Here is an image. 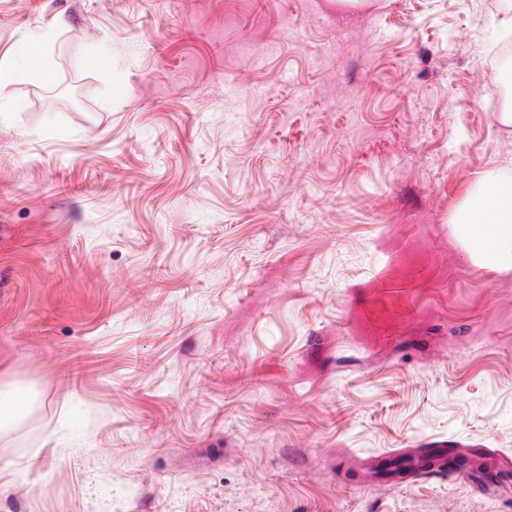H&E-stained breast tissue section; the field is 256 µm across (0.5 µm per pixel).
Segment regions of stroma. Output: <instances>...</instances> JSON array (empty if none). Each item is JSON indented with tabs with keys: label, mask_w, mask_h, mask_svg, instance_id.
I'll list each match as a JSON object with an SVG mask.
<instances>
[{
	"label": "stroma",
	"mask_w": 512,
	"mask_h": 512,
	"mask_svg": "<svg viewBox=\"0 0 512 512\" xmlns=\"http://www.w3.org/2000/svg\"><path fill=\"white\" fill-rule=\"evenodd\" d=\"M512 0H0V512H512V272L449 220L512 156ZM46 61L44 54L37 50L32 49L25 52L20 62L15 67V73L19 76H41L46 70ZM29 402L20 388L0 386V428L16 424L27 413Z\"/></svg>",
	"instance_id": "35a3bbf8"
}]
</instances>
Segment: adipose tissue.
Instances as JSON below:
<instances>
[{
  "mask_svg": "<svg viewBox=\"0 0 512 512\" xmlns=\"http://www.w3.org/2000/svg\"><path fill=\"white\" fill-rule=\"evenodd\" d=\"M451 225L475 267L512 271V157L479 174Z\"/></svg>",
  "mask_w": 512,
  "mask_h": 512,
  "instance_id": "ef3b65f1",
  "label": "adipose tissue"
}]
</instances>
